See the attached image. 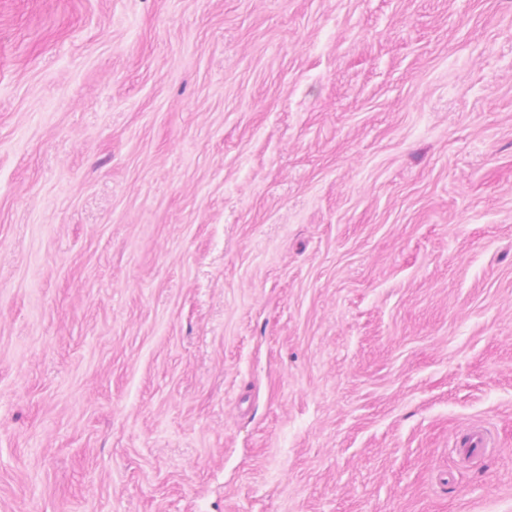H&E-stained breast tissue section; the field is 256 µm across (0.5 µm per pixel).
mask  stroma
<instances>
[{"label": "stroma", "instance_id": "35a3bbf8", "mask_svg": "<svg viewBox=\"0 0 512 512\" xmlns=\"http://www.w3.org/2000/svg\"><path fill=\"white\" fill-rule=\"evenodd\" d=\"M0 512H512V0H0ZM457 443L460 448H466L471 457L481 455L490 447L491 441L488 433L479 426H471L459 437Z\"/></svg>", "mask_w": 512, "mask_h": 512}]
</instances>
